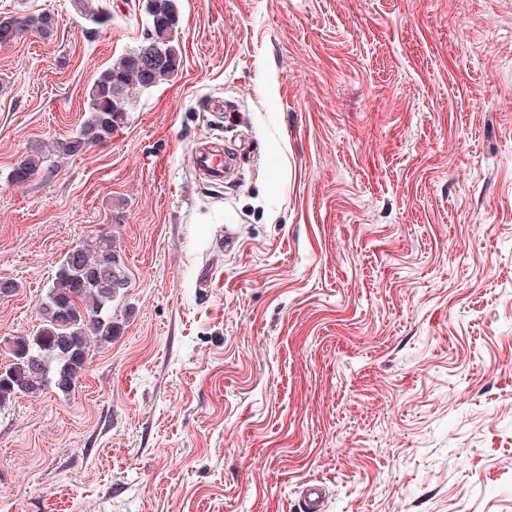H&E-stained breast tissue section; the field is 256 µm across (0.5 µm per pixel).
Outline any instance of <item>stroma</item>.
Wrapping results in <instances>:
<instances>
[{
	"label": "stroma",
	"mask_w": 512,
	"mask_h": 512,
	"mask_svg": "<svg viewBox=\"0 0 512 512\" xmlns=\"http://www.w3.org/2000/svg\"><path fill=\"white\" fill-rule=\"evenodd\" d=\"M146 3L0 0L57 21L0 46V337L87 237L130 281L75 391L0 410V512H512V0H177L175 79L13 183ZM196 148L191 154L194 168L208 177L212 184L224 183V144Z\"/></svg>",
	"instance_id": "obj_1"
}]
</instances>
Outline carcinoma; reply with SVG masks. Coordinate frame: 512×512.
<instances>
[{
	"mask_svg": "<svg viewBox=\"0 0 512 512\" xmlns=\"http://www.w3.org/2000/svg\"><path fill=\"white\" fill-rule=\"evenodd\" d=\"M95 0H76L86 20L104 25L110 15ZM149 24L141 45L155 44L164 60L144 69L136 47L103 70L87 92V110L77 133L61 139L49 149L27 154L15 166L10 178L26 183L50 170L52 163L76 155L96 141L110 138L121 128L132 106V93L172 80L180 65L173 33L179 22L175 0H149ZM28 17L0 20V45L15 40ZM126 268L113 239H86L69 250L60 261L52 284L39 307L40 322L29 334L5 336L0 346L11 362L0 374V409L19 394L38 397L54 391L68 395L77 387L85 371L91 348L112 343L121 325L112 310L120 289L117 280Z\"/></svg>",
	"mask_w": 512,
	"mask_h": 512,
	"instance_id": "cac0c4a2",
	"label": "carcinoma"
}]
</instances>
